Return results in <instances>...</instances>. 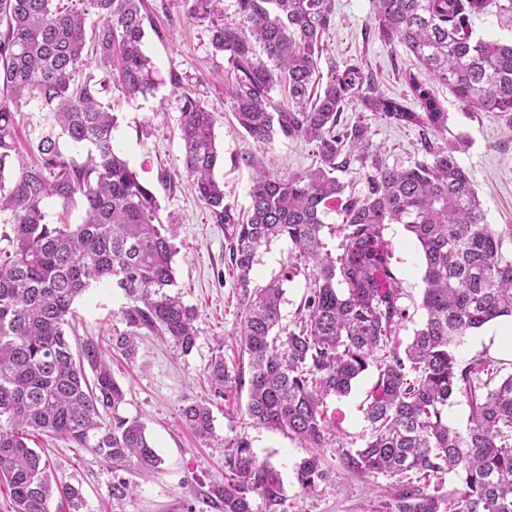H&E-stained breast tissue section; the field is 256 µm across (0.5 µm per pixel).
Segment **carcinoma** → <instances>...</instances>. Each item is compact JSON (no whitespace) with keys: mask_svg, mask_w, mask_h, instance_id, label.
<instances>
[{"mask_svg":"<svg viewBox=\"0 0 512 512\" xmlns=\"http://www.w3.org/2000/svg\"><path fill=\"white\" fill-rule=\"evenodd\" d=\"M0 0V484L14 512H83L79 487L57 481L30 437H64L112 467V505L132 492L118 472L159 470L162 459L136 419L119 413L122 386L97 343L72 353L64 327L73 304L94 284L120 290L125 330L115 347L135 353L145 333L168 339L184 355L196 346L197 310L177 293L175 225L113 147L115 116L101 97L119 87L129 96L150 89L144 54L143 0ZM377 33L398 40L462 104L509 117L512 135V39L478 38L474 19L488 9L512 26V0H373ZM217 0H193L191 17L214 15ZM94 11L100 23L86 35ZM334 0H236V18L212 23V45L228 55L232 116L258 145L277 138L314 145L319 165L282 176L261 160L249 210L224 203L214 176L221 157L215 113L183 94L179 117L182 163L215 224L229 227V260L243 320L240 344L249 356L246 413L253 424L280 430L312 449L296 468L301 489L330 482L316 450L332 441L325 401L347 394L370 366L377 380L365 415L371 434L344 451V468L381 474L393 512H512V374L497 379L491 361L459 366L452 348L473 329L512 316V225L496 229L454 150L427 144L432 157L412 167H387L370 153L366 113L399 126L447 128L448 113L420 76H404L419 111L379 91L356 60L327 62L323 35L334 25ZM84 78H79V75ZM32 102L51 122L35 146L38 163L14 164L15 116ZM354 102L361 114L339 126ZM87 151L78 161L60 141ZM358 153L368 194L346 193L336 172ZM85 203L80 224L46 221L45 203ZM344 198L336 251L323 239L328 204ZM401 224L422 249L426 319L403 352H385L403 310L385 226ZM291 245L280 277L253 285L256 257L271 243ZM311 267L310 294L293 328L280 325L283 284ZM93 379H88L87 372ZM215 394L232 378L224 356L209 365ZM470 408L468 426L448 424L457 395ZM199 438L223 444L208 403L181 410ZM224 482L202 503L217 512H255L283 500L279 471L239 437L224 456ZM454 474L459 487L441 493Z\"/></svg>","mask_w":512,"mask_h":512,"instance_id":"obj_1","label":"carcinoma"}]
</instances>
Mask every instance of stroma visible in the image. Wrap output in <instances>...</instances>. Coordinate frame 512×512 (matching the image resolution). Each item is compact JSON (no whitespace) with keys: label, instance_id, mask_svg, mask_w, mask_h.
I'll return each instance as SVG.
<instances>
[{"label":"stroma","instance_id":"obj_1","mask_svg":"<svg viewBox=\"0 0 512 512\" xmlns=\"http://www.w3.org/2000/svg\"><path fill=\"white\" fill-rule=\"evenodd\" d=\"M144 3L143 50L150 62L151 88L133 97L116 88L104 100L116 116V150L152 189L162 220L177 226L176 290L198 311L199 338L184 356L159 337L144 336L135 358L129 360L112 347L124 329L123 296L95 285L74 304L75 319L65 330L72 348L91 339L105 350L112 374L126 393L121 415L144 424L163 459L158 472H127L134 491L123 502L122 512H193L205 486L223 477V449L209 447L180 420L182 406L194 401L209 402L220 438H247L258 459L270 461L280 472L283 506L272 511L259 500L255 503L259 512H380L384 500L378 490L388 485V478L348 472L340 460L342 450L360 447L370 433L364 408L376 383V369L364 372L347 395L327 400L325 416L337 444L321 451L331 482L315 494L303 493L296 479V465L307 456V449L287 433L254 426L245 413L247 390L240 384L229 383L220 397L214 392L208 373L212 357L223 354L231 368L246 365L247 358L237 336L240 303L234 277L224 262V227L212 223L182 168L178 131L182 96L191 94L218 117L214 133L223 160L215 176L224 184L225 202L238 211L250 205L253 175L251 167L240 163V155H257L282 174L306 171L315 166L316 157L313 145L302 140L277 139L262 147L245 136L224 94L227 57L215 52L210 23L191 18V0ZM324 42L337 61L358 59L368 65L381 92L413 103L401 75L419 72L420 66L403 45L378 36L372 0H335V25ZM433 89L448 114L446 130L430 136L419 127L397 126L374 116L369 120L371 153L387 166L406 167L429 161L427 138L453 147L473 180L487 223L498 229L512 225V133L505 117L465 107L441 83H434ZM48 116L47 110L34 104L17 114V146L24 163L35 162L33 148L49 125ZM384 236L391 245L392 268L402 288L400 305L406 312L392 342L401 351L424 319L423 258L402 225H387ZM489 332L486 325L472 330L454 350L457 362L485 355L496 361L501 375L512 374V356L487 341ZM33 446L50 459L55 479L81 487L85 512H112V470L99 457L61 437L38 435Z\"/></svg>","mask_w":512,"mask_h":512}]
</instances>
